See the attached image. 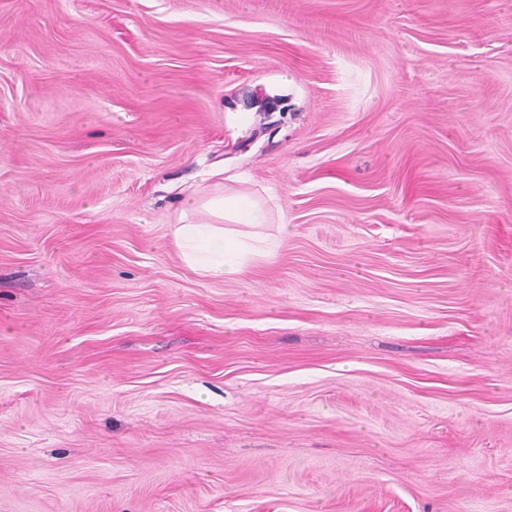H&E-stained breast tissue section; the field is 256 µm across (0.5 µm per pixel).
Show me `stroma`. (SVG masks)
Wrapping results in <instances>:
<instances>
[{"mask_svg": "<svg viewBox=\"0 0 512 512\" xmlns=\"http://www.w3.org/2000/svg\"><path fill=\"white\" fill-rule=\"evenodd\" d=\"M0 512H512V0H0ZM189 215L201 218L187 224H174L172 236L185 262L206 277L236 279L246 268V254L252 245L235 228L221 224L257 227L268 223L267 210L254 198L222 192L205 199L192 197L185 202L179 223Z\"/></svg>", "mask_w": 512, "mask_h": 512, "instance_id": "35a3bbf8", "label": "stroma"}]
</instances>
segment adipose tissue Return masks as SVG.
Masks as SVG:
<instances>
[{
  "label": "adipose tissue",
  "instance_id": "1",
  "mask_svg": "<svg viewBox=\"0 0 512 512\" xmlns=\"http://www.w3.org/2000/svg\"><path fill=\"white\" fill-rule=\"evenodd\" d=\"M185 223L175 225L172 236L185 262L206 277L234 279L246 268L252 246L243 239L241 226L267 223V210L254 198L223 193L186 201Z\"/></svg>",
  "mask_w": 512,
  "mask_h": 512
}]
</instances>
